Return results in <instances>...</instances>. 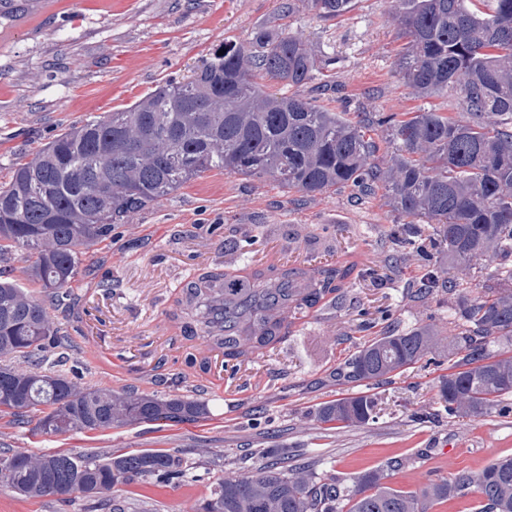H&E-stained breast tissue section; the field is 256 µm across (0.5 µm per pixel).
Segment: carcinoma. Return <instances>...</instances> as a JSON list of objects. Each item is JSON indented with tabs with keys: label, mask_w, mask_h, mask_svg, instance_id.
<instances>
[{
	"label": "carcinoma",
	"mask_w": 512,
	"mask_h": 512,
	"mask_svg": "<svg viewBox=\"0 0 512 512\" xmlns=\"http://www.w3.org/2000/svg\"><path fill=\"white\" fill-rule=\"evenodd\" d=\"M470 0H395L394 19L405 39L399 61L404 83L420 97L455 93L467 116L432 110L378 115L362 124L309 97L271 88H299L318 55L284 24H260L244 44L224 42L191 77L169 81L131 106L58 133L29 161L16 165L0 188V275L11 272L15 252L28 254L25 274L61 303L79 273L81 256L112 237L140 211L210 171L270 178L285 190L314 197L338 185L383 190L386 203L410 219L390 233L411 245L404 260L424 250L448 256L430 272L425 301L444 288L460 331L452 339L431 325L380 336L352 354L339 376L378 383L432 353L451 362L438 385L448 414L478 417L512 397V268L487 275L486 294L471 297L457 282L472 279L483 263L512 255V0H493L489 13ZM325 18L351 10L353 0H283V20L301 8ZM386 131L385 168L370 125ZM432 225L422 239L415 219ZM299 272L282 268L270 280L259 273L203 277L182 303L195 331L224 347V355L261 356L292 324L332 294L348 276L342 267ZM243 313L247 332L236 338L213 330L212 294ZM289 305L288 318L268 311ZM61 328L46 304L0 279V413L25 417L39 410L46 435L106 430L143 422H194L208 413L203 401L176 394H139L87 387L63 371L32 364L50 351ZM369 395L321 404L316 421L330 429L365 424L376 414ZM0 485L21 498L78 494L92 499L119 485L155 479L176 483L188 471L182 454L155 448L97 458L80 452L38 454L0 448ZM476 495L473 512H512V454L480 471L462 469L419 493L394 489L378 469L349 486L312 464L261 467L249 476L227 472L191 512H428L434 503Z\"/></svg>",
	"instance_id": "cac0c4a2"
}]
</instances>
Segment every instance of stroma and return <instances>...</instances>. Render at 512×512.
<instances>
[{
	"mask_svg": "<svg viewBox=\"0 0 512 512\" xmlns=\"http://www.w3.org/2000/svg\"><path fill=\"white\" fill-rule=\"evenodd\" d=\"M281 0H0V186L54 135L74 123L132 104L168 80L181 81L225 40L247 42L276 21ZM392 0H355L333 19L302 9L286 18L315 49L336 58L334 110L387 114L434 109L464 118L460 98L415 96L398 76L404 41ZM401 216L382 194L360 197L339 186L305 197L272 180L220 171L203 174L115 227L83 256L67 306L54 309L68 343L65 369L86 386L132 387L206 402L195 423L157 422L106 431L44 435L0 417V444L35 453L94 457L135 449L181 451L193 467L177 483L144 480L88 501L23 499L0 486V512H189L218 476L198 456L207 448L228 469L249 475L264 455L285 452L317 462L346 485L367 469L416 491L461 469L478 471L512 453V397L480 417L448 416L437 397L448 360L427 355L379 384L340 380L344 360L392 330L433 325L455 334L447 294L414 301L435 256L403 261L389 236ZM277 260L288 267H351L344 297L320 305L262 358L226 370L224 388L204 393L214 364L181 313L186 285L209 272L245 275ZM359 395L378 402L373 421L322 429L326 401ZM403 458L390 468L392 458Z\"/></svg>",
	"mask_w": 512,
	"mask_h": 512,
	"instance_id": "stroma-1",
	"label": "stroma"
}]
</instances>
